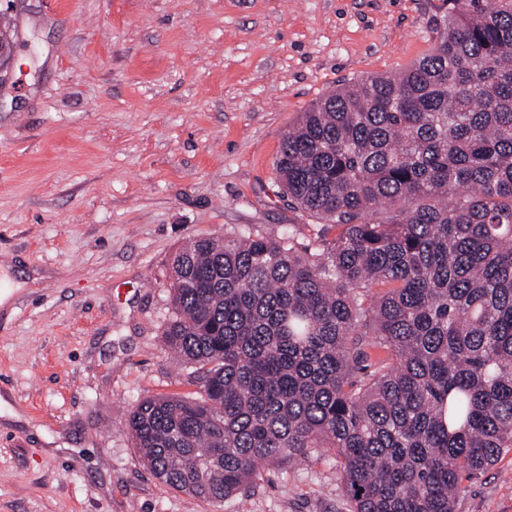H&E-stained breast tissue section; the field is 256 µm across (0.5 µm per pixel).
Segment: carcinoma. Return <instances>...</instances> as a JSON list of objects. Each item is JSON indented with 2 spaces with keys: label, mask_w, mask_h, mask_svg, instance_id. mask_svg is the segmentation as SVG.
Instances as JSON below:
<instances>
[{
  "label": "carcinoma",
  "mask_w": 512,
  "mask_h": 512,
  "mask_svg": "<svg viewBox=\"0 0 512 512\" xmlns=\"http://www.w3.org/2000/svg\"><path fill=\"white\" fill-rule=\"evenodd\" d=\"M453 2L430 53L283 136L312 246L230 231L172 255L163 344L197 390L127 422L166 485L223 500L328 448L351 512H456L512 448V0Z\"/></svg>",
  "instance_id": "carcinoma-1"
}]
</instances>
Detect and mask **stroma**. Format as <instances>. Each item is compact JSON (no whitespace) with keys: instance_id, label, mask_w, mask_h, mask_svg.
<instances>
[{"instance_id":"obj_1","label":"stroma","mask_w":512,"mask_h":512,"mask_svg":"<svg viewBox=\"0 0 512 512\" xmlns=\"http://www.w3.org/2000/svg\"><path fill=\"white\" fill-rule=\"evenodd\" d=\"M450 0H0V512H348L333 453L264 465L247 493L162 483L127 431L190 393L162 346L168 261L248 229L313 243L274 182L283 134L345 83L434 46ZM458 512H512V448Z\"/></svg>"}]
</instances>
